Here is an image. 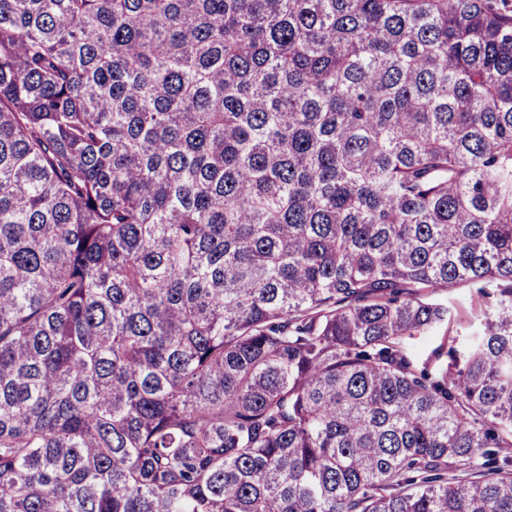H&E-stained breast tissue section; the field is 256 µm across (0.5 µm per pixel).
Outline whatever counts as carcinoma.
Instances as JSON below:
<instances>
[{"label":"carcinoma","instance_id":"obj_1","mask_svg":"<svg viewBox=\"0 0 512 512\" xmlns=\"http://www.w3.org/2000/svg\"><path fill=\"white\" fill-rule=\"evenodd\" d=\"M0 512H512V3L0 0ZM442 334L443 332L441 331L437 333L436 336H421L410 341V345L416 352L420 363L432 358V360H430V367L433 369L437 368L434 358L432 357V352L442 343Z\"/></svg>","mask_w":512,"mask_h":512}]
</instances>
